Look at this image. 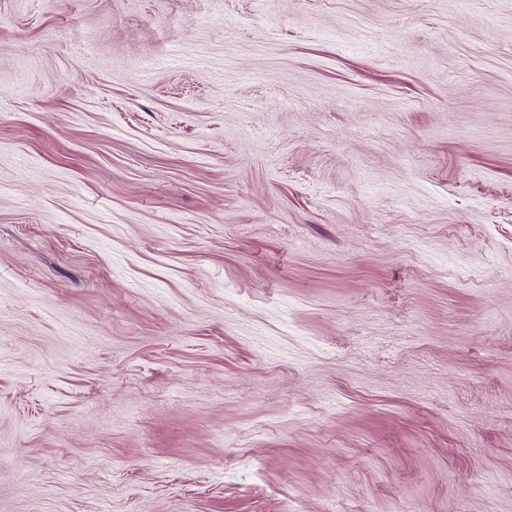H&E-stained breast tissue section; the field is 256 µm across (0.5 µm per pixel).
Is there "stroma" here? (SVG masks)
I'll return each mask as SVG.
<instances>
[{
  "mask_svg": "<svg viewBox=\"0 0 512 512\" xmlns=\"http://www.w3.org/2000/svg\"><path fill=\"white\" fill-rule=\"evenodd\" d=\"M0 512H512V0H0Z\"/></svg>",
  "mask_w": 512,
  "mask_h": 512,
  "instance_id": "1",
  "label": "stroma"
}]
</instances>
